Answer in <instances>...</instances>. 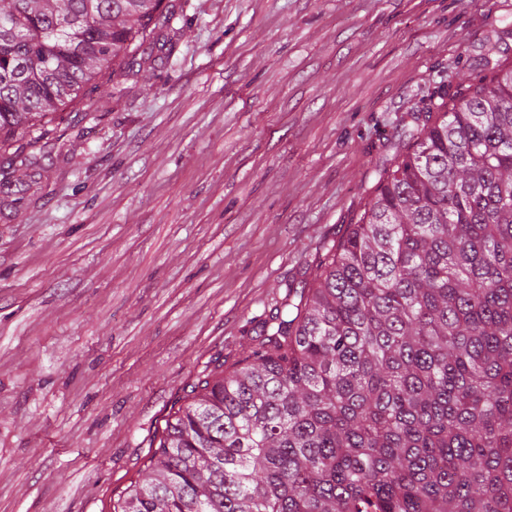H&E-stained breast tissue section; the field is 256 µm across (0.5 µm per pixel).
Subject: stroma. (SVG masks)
<instances>
[{
  "instance_id": "obj_1",
  "label": "stroma",
  "mask_w": 512,
  "mask_h": 512,
  "mask_svg": "<svg viewBox=\"0 0 512 512\" xmlns=\"http://www.w3.org/2000/svg\"><path fill=\"white\" fill-rule=\"evenodd\" d=\"M0 194V512H112L169 415L312 285L512 0H165Z\"/></svg>"
}]
</instances>
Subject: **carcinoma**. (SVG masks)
I'll return each mask as SVG.
<instances>
[{
	"mask_svg": "<svg viewBox=\"0 0 512 512\" xmlns=\"http://www.w3.org/2000/svg\"><path fill=\"white\" fill-rule=\"evenodd\" d=\"M164 0L0 5V140L137 63ZM403 128L315 284L165 421L112 512H512V66Z\"/></svg>",
	"mask_w": 512,
	"mask_h": 512,
	"instance_id": "carcinoma-1",
	"label": "carcinoma"
}]
</instances>
